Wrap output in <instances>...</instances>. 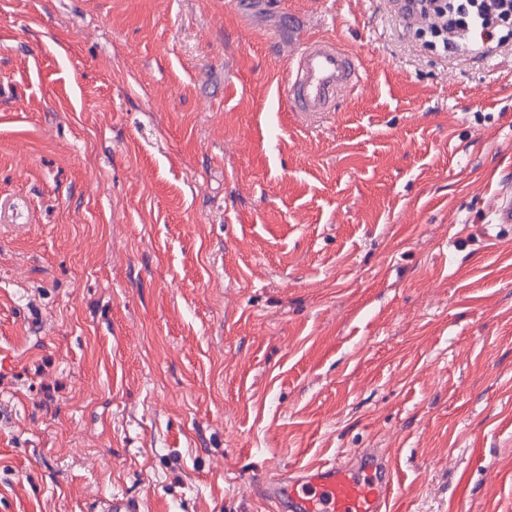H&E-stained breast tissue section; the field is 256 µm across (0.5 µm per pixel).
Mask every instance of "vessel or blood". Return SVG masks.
Wrapping results in <instances>:
<instances>
[{
    "label": "vessel or blood",
    "mask_w": 512,
    "mask_h": 512,
    "mask_svg": "<svg viewBox=\"0 0 512 512\" xmlns=\"http://www.w3.org/2000/svg\"><path fill=\"white\" fill-rule=\"evenodd\" d=\"M361 82L352 56L336 42L309 40L298 48L287 82L288 101L296 112H326ZM496 212L498 222L488 231L492 238L512 231L511 195L501 197ZM397 484L395 463L370 448L350 461L307 464L287 477L261 475L255 480L272 512H392ZM96 512H144V505L115 493L102 499Z\"/></svg>",
    "instance_id": "vessel-or-blood-1"
}]
</instances>
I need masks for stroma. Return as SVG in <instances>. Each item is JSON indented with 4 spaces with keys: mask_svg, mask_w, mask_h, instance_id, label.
Here are the masks:
<instances>
[{
    "mask_svg": "<svg viewBox=\"0 0 512 512\" xmlns=\"http://www.w3.org/2000/svg\"><path fill=\"white\" fill-rule=\"evenodd\" d=\"M394 0H0V512H265L395 461V512H512V34ZM364 85L310 119L295 45ZM499 224H490L488 236L498 238L504 233H511L512 230V196L511 192L500 198L496 209ZM397 484L395 463L370 448L354 460L305 464L287 477L255 480L272 512H390ZM144 505L138 499L125 494L112 493L102 499L96 512H143Z\"/></svg>",
    "mask_w": 512,
    "mask_h": 512,
    "instance_id": "1",
    "label": "stroma"
}]
</instances>
